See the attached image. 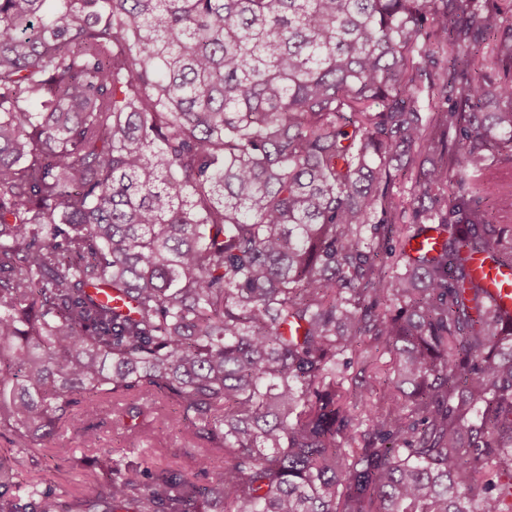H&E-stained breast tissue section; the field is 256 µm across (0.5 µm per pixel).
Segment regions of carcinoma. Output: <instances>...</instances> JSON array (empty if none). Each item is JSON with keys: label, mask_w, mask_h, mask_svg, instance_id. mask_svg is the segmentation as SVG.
I'll list each match as a JSON object with an SVG mask.
<instances>
[{"label": "carcinoma", "mask_w": 512, "mask_h": 512, "mask_svg": "<svg viewBox=\"0 0 512 512\" xmlns=\"http://www.w3.org/2000/svg\"><path fill=\"white\" fill-rule=\"evenodd\" d=\"M504 2L0 0V437L162 401L205 476L0 512H512ZM484 273L487 274V277L485 279V284L491 293L494 302L500 306L508 310L509 314H512V287L506 283H504L499 290V288L496 287L494 284V280L498 283L502 282L504 280L505 275L508 277L510 281H512V271L510 269H500V272L502 275L497 273L496 269L489 270L488 267L483 268Z\"/></svg>", "instance_id": "obj_1"}]
</instances>
